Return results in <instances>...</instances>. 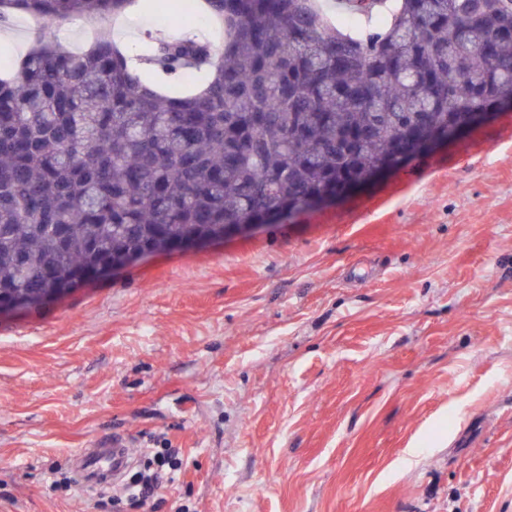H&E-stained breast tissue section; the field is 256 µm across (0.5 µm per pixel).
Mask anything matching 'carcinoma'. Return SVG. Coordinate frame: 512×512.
Wrapping results in <instances>:
<instances>
[{
  "label": "carcinoma",
  "mask_w": 512,
  "mask_h": 512,
  "mask_svg": "<svg viewBox=\"0 0 512 512\" xmlns=\"http://www.w3.org/2000/svg\"><path fill=\"white\" fill-rule=\"evenodd\" d=\"M197 0L212 36L42 30L0 75V306L31 311L112 262L236 224H280L512 99V0ZM165 0H0V20L95 28ZM203 80L186 94L169 85ZM48 35L63 48L74 51L83 48L90 36L86 33L85 26L77 20L52 25L48 29Z\"/></svg>",
  "instance_id": "carcinoma-1"
}]
</instances>
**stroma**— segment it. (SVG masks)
<instances>
[{"mask_svg": "<svg viewBox=\"0 0 512 512\" xmlns=\"http://www.w3.org/2000/svg\"><path fill=\"white\" fill-rule=\"evenodd\" d=\"M190 29L133 12L135 47ZM29 18L0 26V70ZM177 448L156 512H512V111L342 199L0 317V512H98L74 455ZM69 479V490L56 481Z\"/></svg>", "mask_w": 512, "mask_h": 512, "instance_id": "1", "label": "stroma"}]
</instances>
